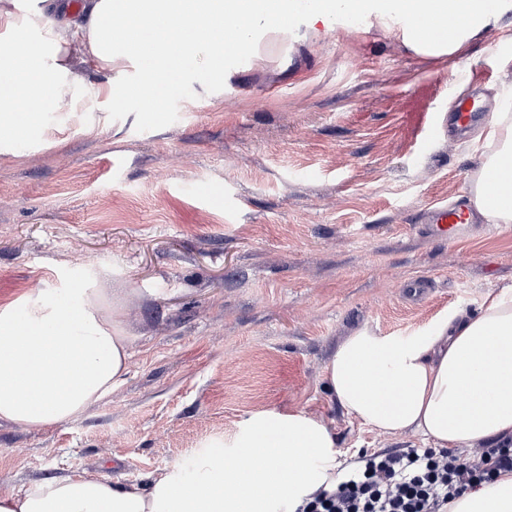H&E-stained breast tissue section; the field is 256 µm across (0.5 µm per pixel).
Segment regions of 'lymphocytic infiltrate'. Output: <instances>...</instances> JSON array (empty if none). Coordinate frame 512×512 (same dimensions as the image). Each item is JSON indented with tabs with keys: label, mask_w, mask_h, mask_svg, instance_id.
I'll return each mask as SVG.
<instances>
[{
	"label": "lymphocytic infiltrate",
	"mask_w": 512,
	"mask_h": 512,
	"mask_svg": "<svg viewBox=\"0 0 512 512\" xmlns=\"http://www.w3.org/2000/svg\"><path fill=\"white\" fill-rule=\"evenodd\" d=\"M500 472H512V450L497 444L470 461L413 448L374 453L305 512H446L450 500Z\"/></svg>",
	"instance_id": "1"
}]
</instances>
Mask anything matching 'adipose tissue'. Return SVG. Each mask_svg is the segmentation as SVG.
<instances>
[{
  "instance_id": "adipose-tissue-1",
  "label": "adipose tissue",
  "mask_w": 512,
  "mask_h": 512,
  "mask_svg": "<svg viewBox=\"0 0 512 512\" xmlns=\"http://www.w3.org/2000/svg\"><path fill=\"white\" fill-rule=\"evenodd\" d=\"M42 26L0 0V154L20 139L57 145L68 124L44 126V114L67 115L75 90L111 100L112 72L133 65L139 88L155 103L200 58L214 84L224 82L228 21L254 54L256 32L306 42L342 18L375 14L385 29L401 27L416 53L462 54L482 31L512 40V0H449L458 24L445 41L426 42L402 28L405 15L436 0H288L295 23L283 28L262 9L239 20L235 0H37ZM140 27L138 40L118 32ZM480 171L471 201L487 223L512 225V201L490 203L487 178L512 160V101L494 113L484 142L475 144ZM131 338L120 289L72 288L52 303L27 292L0 303V423L47 429L80 417L124 382ZM332 396L346 413L385 436L413 434L442 448L512 444V284L490 291L476 314H447L408 336L362 328L325 366ZM225 454L200 455L193 473L174 467L148 489L95 474L47 477L0 494V512H301L315 494L335 488L346 465L336 433L303 412H261L225 441ZM448 512H512V472L468 490Z\"/></svg>"
}]
</instances>
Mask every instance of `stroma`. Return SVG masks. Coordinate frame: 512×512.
Returning a JSON list of instances; mask_svg holds the SVG:
<instances>
[{
	"label": "stroma",
	"instance_id": "1",
	"mask_svg": "<svg viewBox=\"0 0 512 512\" xmlns=\"http://www.w3.org/2000/svg\"><path fill=\"white\" fill-rule=\"evenodd\" d=\"M355 26L261 36L220 87L189 64L151 112L125 92L137 69L113 73L114 102L76 96L98 137L0 155V301L121 288L132 338L125 381L80 418L0 424L1 492L83 473L144 489L265 411L322 417L348 459L422 448L349 417L324 366L362 328L407 336L512 284V228L477 221L450 241L422 224L470 191L488 123L458 137L448 116L512 94V43L492 29L437 59L375 17Z\"/></svg>",
	"mask_w": 512,
	"mask_h": 512
}]
</instances>
